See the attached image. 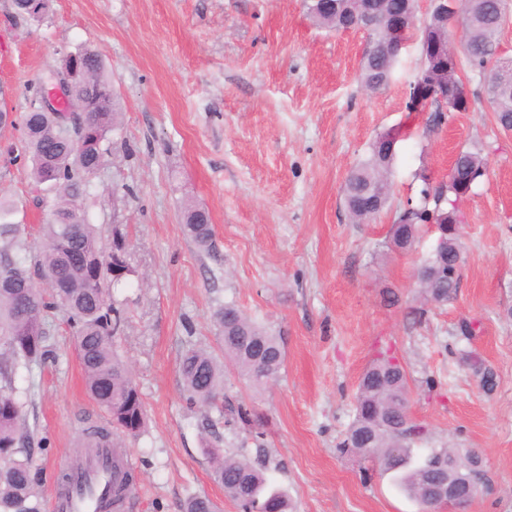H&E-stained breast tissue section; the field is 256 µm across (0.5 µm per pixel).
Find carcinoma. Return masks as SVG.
Returning <instances> with one entry per match:
<instances>
[{
    "label": "carcinoma",
    "instance_id": "obj_1",
    "mask_svg": "<svg viewBox=\"0 0 512 512\" xmlns=\"http://www.w3.org/2000/svg\"><path fill=\"white\" fill-rule=\"evenodd\" d=\"M375 13H398L410 27L414 0H368ZM462 21L464 48L462 58L446 71L434 74L440 82L459 79L462 62L485 71L506 73L512 82V63L498 54V35L505 16V0H455ZM20 13L34 12L33 19L45 14L48 0H14ZM342 21L320 14L312 0H306L308 15L321 27L345 29L352 24L347 15L350 4L337 0ZM367 52L362 65V83L372 92L383 90L391 79L395 59L390 55L383 31L367 28ZM449 30L444 18L432 10L427 39L446 42ZM85 80L77 86L78 96L89 108L84 133L74 141L59 137V115L27 112L23 117L24 147L31 162L32 182L54 199L52 221L41 225L44 244L34 262H29L31 245L24 227L13 220L14 204L0 197V512H41L40 491L43 471L34 467L24 451L20 428L25 401L15 376L19 368L44 363L50 355V336L44 315L53 308L67 314L89 397L102 409L105 424L87 429L84 449L103 443L112 448V461L125 459L123 440L136 438L145 427V404L131 370L117 353L114 338L125 323V310L111 295L127 277L114 276L112 250L104 248L96 227L88 223L86 211L77 201L88 194V173L101 167L111 134L119 124V103L106 74L99 52L86 46L72 54ZM486 98L496 123L512 130V91L493 83L469 94V111ZM393 158L378 136L347 177L342 195L352 221L363 224L371 216L360 210L366 193L377 197L378 210L385 209L391 197L389 174ZM487 160L479 148L457 153L455 172L448 182L433 188L428 176L420 175L423 187L417 204L407 203L394 216L391 243L410 250L421 227L438 225V242L421 264L417 288L424 300L446 303L453 299L459 282L448 279V268L463 262V244L459 234L461 205L472 185L486 171ZM183 221L186 234L198 249L208 251L214 244V228L208 212L187 206ZM216 327L215 347H190L180 363L181 385L189 404H201L218 413L231 414L247 422L250 411L242 404L224 408V365L231 366L256 386L278 376L284 362L279 338L263 325L245 315L234 303H225L213 314ZM409 383L405 369L393 357L382 355L363 373L355 397V418L343 442L357 455L379 463L390 475L393 485L403 494L429 507L427 480L448 470V454L457 467L472 471L478 455L462 453L446 446L427 448L430 431L409 437L402 417L409 409ZM205 453L213 463L214 480L224 488V497L242 512H290L288 493L271 485L264 473V462L256 458L226 456L221 449L206 444ZM112 512H122L133 493L136 469L125 473L114 470ZM181 512H218L206 495H190L181 504Z\"/></svg>",
    "mask_w": 512,
    "mask_h": 512
}]
</instances>
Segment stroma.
I'll use <instances>...</instances> for the list:
<instances>
[{
	"label": "stroma",
	"mask_w": 512,
	"mask_h": 512,
	"mask_svg": "<svg viewBox=\"0 0 512 512\" xmlns=\"http://www.w3.org/2000/svg\"><path fill=\"white\" fill-rule=\"evenodd\" d=\"M430 0H416L415 26L387 88L361 84L366 35L332 31L304 0H49L43 22L0 0V195L37 233L53 207L33 190L21 150L29 103L87 45L104 59L121 107L110 151L83 205L103 245L115 225L130 241L133 277L114 297L127 322L116 338L147 420L126 442L138 472L129 512H179L191 494L237 512L203 453L206 407L187 405L179 361L213 343L214 310L231 302L280 336L277 380L255 390L224 371V397L247 406L251 424L215 431L226 453L263 458L295 512H424L378 464L337 450L354 418L365 369L380 354L405 368L413 416L437 443L475 450L490 491L468 512H512V131L489 104L448 113L431 127L406 109L422 66L421 28ZM397 130L389 208L355 224L342 186L380 134ZM481 146L485 175L462 205L464 261L455 298L421 300L415 271L437 234L408 251L388 248L396 209L418 200L421 175L447 181L455 154ZM205 208L214 247L184 231L186 206ZM52 355L19 369L35 465L49 479L71 466L85 417L74 340L61 313L46 319ZM495 378L485 390L468 357ZM262 442H255V433Z\"/></svg>",
	"instance_id": "1"
}]
</instances>
